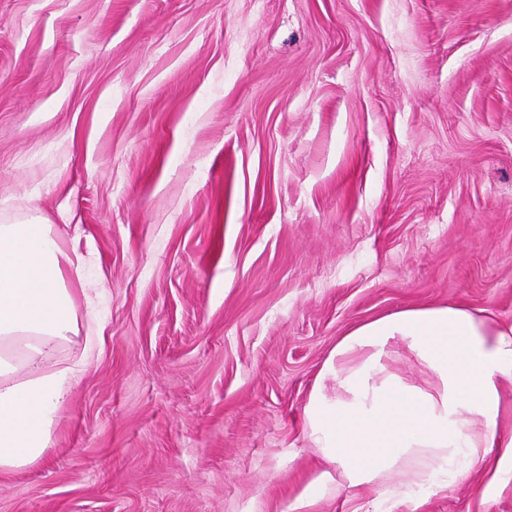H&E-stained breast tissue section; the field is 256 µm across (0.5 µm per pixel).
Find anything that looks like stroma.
I'll return each instance as SVG.
<instances>
[{"label": "stroma", "instance_id": "obj_1", "mask_svg": "<svg viewBox=\"0 0 512 512\" xmlns=\"http://www.w3.org/2000/svg\"><path fill=\"white\" fill-rule=\"evenodd\" d=\"M33 217L87 259L45 364L79 372L0 512H291L351 329L512 323V0H0V223ZM418 472L309 512H512Z\"/></svg>", "mask_w": 512, "mask_h": 512}]
</instances>
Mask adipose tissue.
I'll use <instances>...</instances> for the list:
<instances>
[{"mask_svg": "<svg viewBox=\"0 0 512 512\" xmlns=\"http://www.w3.org/2000/svg\"><path fill=\"white\" fill-rule=\"evenodd\" d=\"M82 257L59 247L50 225L0 224V471L36 463L65 401L73 368L41 364L77 332L67 286ZM403 346L426 373L418 386L387 364ZM323 372L337 392L315 390L304 432L358 488L417 460L434 490L468 480L493 449L512 461V438L498 431L500 387L512 383V324L469 308L397 310L349 331Z\"/></svg>", "mask_w": 512, "mask_h": 512, "instance_id": "obj_1", "label": "adipose tissue"}]
</instances>
